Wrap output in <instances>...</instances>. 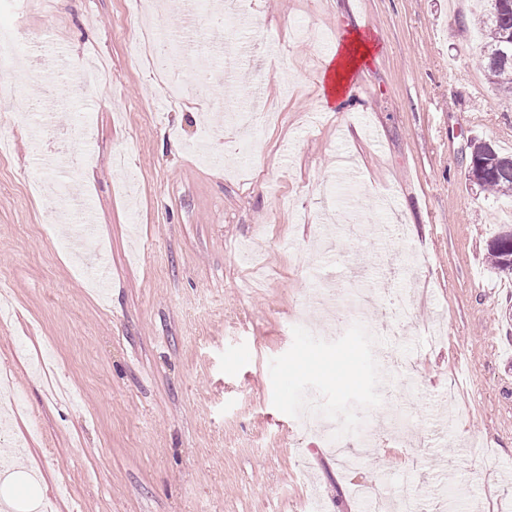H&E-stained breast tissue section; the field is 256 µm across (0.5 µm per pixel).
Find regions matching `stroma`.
I'll return each mask as SVG.
<instances>
[{"mask_svg": "<svg viewBox=\"0 0 512 512\" xmlns=\"http://www.w3.org/2000/svg\"><path fill=\"white\" fill-rule=\"evenodd\" d=\"M161 2L156 25L193 34L160 75L130 62L141 18L125 0H0L28 70L55 52L111 72L93 91L38 72L37 135L26 97L0 103V449H21L46 512H352L364 491L512 512V296L486 258L512 199L466 178L471 140L512 153V97L484 77L472 12L240 0L247 25L227 37ZM340 28L376 43L350 136L317 80ZM228 40L250 58L239 93L278 115L250 155L223 83L196 92L185 62ZM166 76L180 103L159 100ZM38 139L83 159L40 163ZM45 179L88 203L103 256L63 248L79 228L56 222ZM310 404L354 426L355 466L302 431Z\"/></svg>", "mask_w": 512, "mask_h": 512, "instance_id": "35a3bbf8", "label": "stroma"}]
</instances>
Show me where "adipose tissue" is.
Here are the masks:
<instances>
[{"instance_id": "ef3b65f1", "label": "adipose tissue", "mask_w": 512, "mask_h": 512, "mask_svg": "<svg viewBox=\"0 0 512 512\" xmlns=\"http://www.w3.org/2000/svg\"><path fill=\"white\" fill-rule=\"evenodd\" d=\"M374 48L373 39L360 32L337 31L336 50L325 59L318 77L327 110H345L350 82Z\"/></svg>"}]
</instances>
